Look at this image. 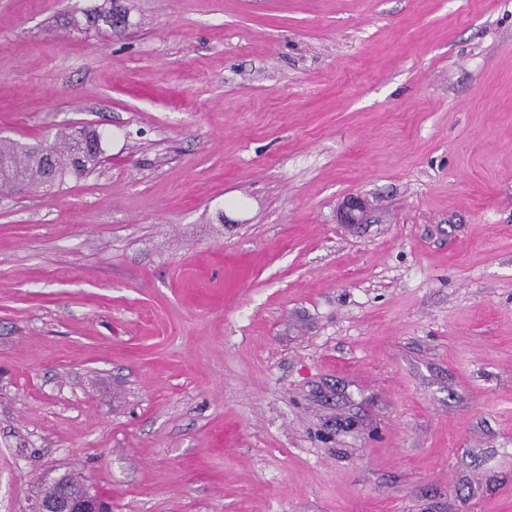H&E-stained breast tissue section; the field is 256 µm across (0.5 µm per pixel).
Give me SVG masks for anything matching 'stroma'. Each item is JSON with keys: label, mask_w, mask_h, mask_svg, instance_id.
Listing matches in <instances>:
<instances>
[{"label": "stroma", "mask_w": 512, "mask_h": 512, "mask_svg": "<svg viewBox=\"0 0 512 512\" xmlns=\"http://www.w3.org/2000/svg\"><path fill=\"white\" fill-rule=\"evenodd\" d=\"M0 0V512H512V0ZM367 204L344 224V199ZM105 4L101 6H96L92 9H82L79 11L80 15L82 16V19L75 18L74 14L72 13L69 17L68 23H73L74 21L84 22L86 23V29H95L99 30L102 28L105 29H111L112 30V13L114 15H120L122 17H126L127 14L126 11L123 9L122 0H105ZM113 2V4H112ZM103 153L102 135L86 126L58 132L31 148L0 140V195L21 184L52 188L94 170ZM66 474L67 489L74 494H81L89 489L82 478L71 473ZM65 487H60L59 494L54 498L30 499L29 512H108L107 502L96 492L89 491L82 496H71Z\"/></svg>", "instance_id": "1"}]
</instances>
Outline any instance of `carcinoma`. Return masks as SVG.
I'll list each match as a JSON object with an SVG mask.
<instances>
[{
	"mask_svg": "<svg viewBox=\"0 0 512 512\" xmlns=\"http://www.w3.org/2000/svg\"><path fill=\"white\" fill-rule=\"evenodd\" d=\"M112 2L105 0L101 6L82 9V19L72 15L69 21L84 22L89 29H110ZM102 153V135L86 126L60 131L53 140L31 148L0 140V195L21 184L49 189L62 186L93 171Z\"/></svg>",
	"mask_w": 512,
	"mask_h": 512,
	"instance_id": "1",
	"label": "carcinoma"
}]
</instances>
